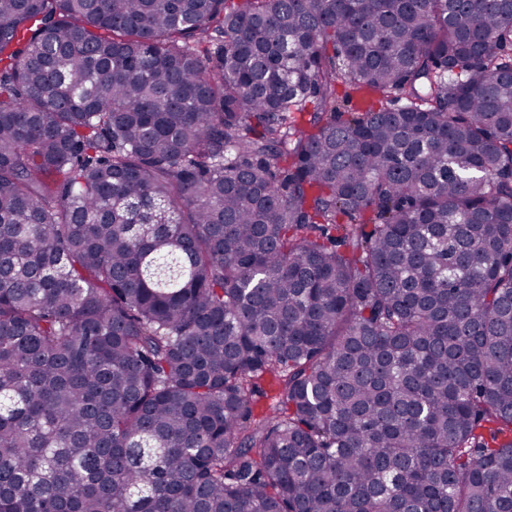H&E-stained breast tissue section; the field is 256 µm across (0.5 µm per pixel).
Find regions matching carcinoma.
<instances>
[{
  "label": "carcinoma",
  "instance_id": "obj_1",
  "mask_svg": "<svg viewBox=\"0 0 512 512\" xmlns=\"http://www.w3.org/2000/svg\"><path fill=\"white\" fill-rule=\"evenodd\" d=\"M0 512H512V0H0Z\"/></svg>",
  "mask_w": 512,
  "mask_h": 512
}]
</instances>
